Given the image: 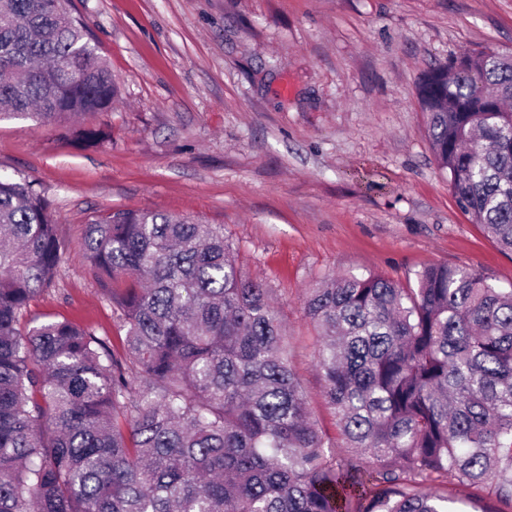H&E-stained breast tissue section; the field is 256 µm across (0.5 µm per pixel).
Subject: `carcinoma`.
<instances>
[{"mask_svg":"<svg viewBox=\"0 0 512 512\" xmlns=\"http://www.w3.org/2000/svg\"><path fill=\"white\" fill-rule=\"evenodd\" d=\"M117 99L72 0H0V120ZM418 99L456 204L512 254V51L429 69ZM65 252L45 192L0 176V512H450L455 486L512 512V288L437 265L409 288L370 273L309 289L332 438L223 226L160 211L86 225L120 353L91 326L22 329Z\"/></svg>","mask_w":512,"mask_h":512,"instance_id":"obj_1","label":"carcinoma"}]
</instances>
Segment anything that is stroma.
I'll return each instance as SVG.
<instances>
[{
	"label": "stroma",
	"mask_w": 512,
	"mask_h": 512,
	"mask_svg": "<svg viewBox=\"0 0 512 512\" xmlns=\"http://www.w3.org/2000/svg\"><path fill=\"white\" fill-rule=\"evenodd\" d=\"M119 105L68 126L0 121V172L38 182L72 259L26 320L96 328L112 305L79 254L87 224L160 210L224 227L242 272L270 288L288 358L333 429L314 369L307 288L342 274L406 285L423 268L512 287V255L456 205L416 84L468 50L512 51V0H73Z\"/></svg>",
	"instance_id": "stroma-1"
}]
</instances>
